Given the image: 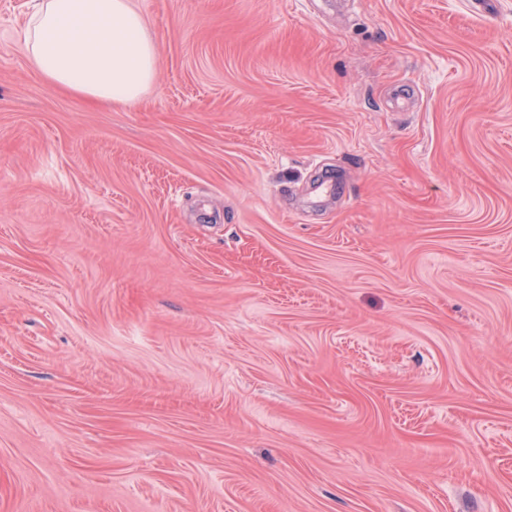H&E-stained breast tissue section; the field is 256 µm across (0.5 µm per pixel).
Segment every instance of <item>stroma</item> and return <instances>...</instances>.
<instances>
[{"label": "stroma", "instance_id": "stroma-1", "mask_svg": "<svg viewBox=\"0 0 512 512\" xmlns=\"http://www.w3.org/2000/svg\"><path fill=\"white\" fill-rule=\"evenodd\" d=\"M0 0V512H512V0H130L109 108Z\"/></svg>", "mask_w": 512, "mask_h": 512}]
</instances>
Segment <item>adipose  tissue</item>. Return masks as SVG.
I'll list each match as a JSON object with an SVG mask.
<instances>
[{
	"label": "adipose tissue",
	"instance_id": "1",
	"mask_svg": "<svg viewBox=\"0 0 512 512\" xmlns=\"http://www.w3.org/2000/svg\"><path fill=\"white\" fill-rule=\"evenodd\" d=\"M25 41L54 89L102 104L136 101L158 52L129 0H32Z\"/></svg>",
	"mask_w": 512,
	"mask_h": 512
}]
</instances>
